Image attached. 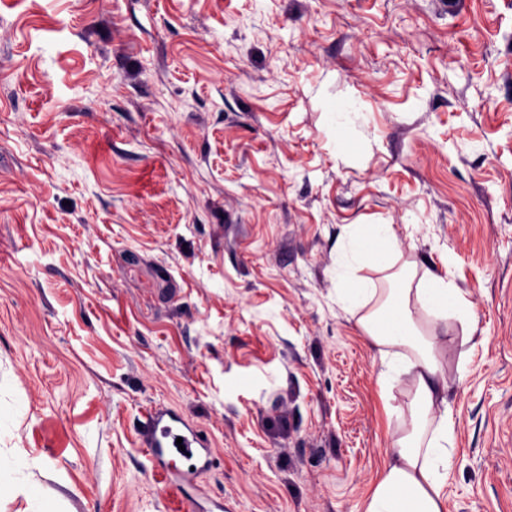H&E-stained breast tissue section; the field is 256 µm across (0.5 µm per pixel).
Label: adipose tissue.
Here are the masks:
<instances>
[{"label":"adipose tissue","mask_w":512,"mask_h":512,"mask_svg":"<svg viewBox=\"0 0 512 512\" xmlns=\"http://www.w3.org/2000/svg\"><path fill=\"white\" fill-rule=\"evenodd\" d=\"M393 260L390 225L375 224L369 235L348 231L341 241L336 257V300L353 311L369 299L372 288L359 278L367 266L390 267ZM398 298L383 308L373 310L366 321L371 339L380 347L421 344L422 350L413 358L410 368L419 394L424 417L435 418L436 424L427 445L411 440L393 442L385 473L366 502L364 512H446L443 489L452 464L450 450L452 425L447 414H435L437 405L445 404L448 392V371L440 361L443 337L430 336L418 340L414 327L416 314L447 321L452 310L462 311L466 303L452 282L427 274L414 300H407L406 289H398ZM30 463L14 458L12 463L0 461V498L20 494L27 503L25 512H45L40 488L28 480Z\"/></svg>","instance_id":"ef3b65f1"}]
</instances>
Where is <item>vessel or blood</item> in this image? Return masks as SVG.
Listing matches in <instances>:
<instances>
[{"label":"vessel or blood","instance_id":"vessel-or-blood-1","mask_svg":"<svg viewBox=\"0 0 512 512\" xmlns=\"http://www.w3.org/2000/svg\"><path fill=\"white\" fill-rule=\"evenodd\" d=\"M183 443V466H176L170 450ZM143 446L152 462L153 473L165 484H189L196 480L212 460V450L199 429L182 415L166 408L148 413Z\"/></svg>","mask_w":512,"mask_h":512}]
</instances>
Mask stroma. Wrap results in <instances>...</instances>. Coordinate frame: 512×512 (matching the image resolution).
<instances>
[{"label":"stroma","instance_id":"35a3bbf8","mask_svg":"<svg viewBox=\"0 0 512 512\" xmlns=\"http://www.w3.org/2000/svg\"><path fill=\"white\" fill-rule=\"evenodd\" d=\"M429 271L474 313L417 318L447 512H512V0H0V451L65 512H364L415 408L364 323ZM154 405L213 448L185 491ZM391 225L374 224L369 236L350 230L341 241L336 257V300L345 309L355 311L369 299L373 288L357 276L367 266L388 268L393 260ZM178 437L183 439L181 445L185 451L176 445ZM143 448H146L152 462L153 474L167 485L194 482L212 460V448L200 430L182 415L166 408H154L148 412ZM171 448H175L184 460L182 467L170 459Z\"/></svg>","mask_w":512,"mask_h":512}]
</instances>
